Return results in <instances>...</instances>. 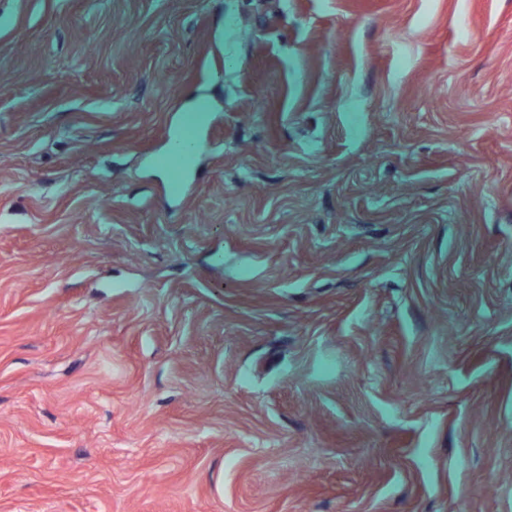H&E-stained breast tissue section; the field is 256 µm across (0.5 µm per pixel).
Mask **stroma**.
Masks as SVG:
<instances>
[{"instance_id": "obj_1", "label": "stroma", "mask_w": 512, "mask_h": 512, "mask_svg": "<svg viewBox=\"0 0 512 512\" xmlns=\"http://www.w3.org/2000/svg\"><path fill=\"white\" fill-rule=\"evenodd\" d=\"M0 512H512V0H0Z\"/></svg>"}]
</instances>
